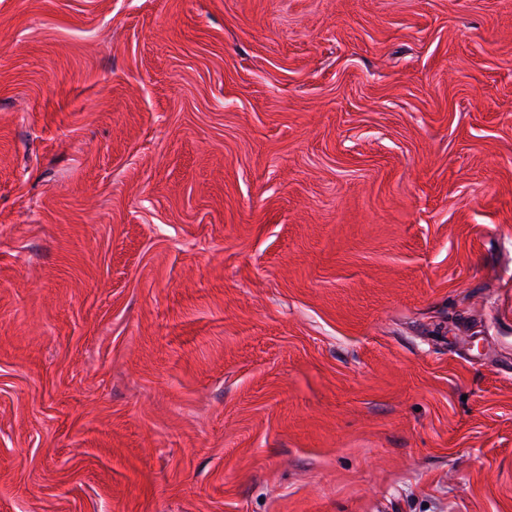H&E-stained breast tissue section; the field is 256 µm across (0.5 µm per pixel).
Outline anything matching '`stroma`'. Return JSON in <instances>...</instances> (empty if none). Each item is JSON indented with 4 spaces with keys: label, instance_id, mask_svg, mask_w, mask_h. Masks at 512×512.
Instances as JSON below:
<instances>
[{
    "label": "stroma",
    "instance_id": "obj_1",
    "mask_svg": "<svg viewBox=\"0 0 512 512\" xmlns=\"http://www.w3.org/2000/svg\"><path fill=\"white\" fill-rule=\"evenodd\" d=\"M0 512H512V0H0Z\"/></svg>",
    "mask_w": 512,
    "mask_h": 512
}]
</instances>
